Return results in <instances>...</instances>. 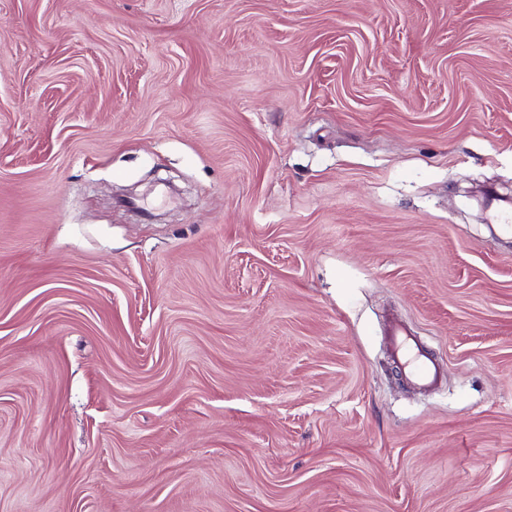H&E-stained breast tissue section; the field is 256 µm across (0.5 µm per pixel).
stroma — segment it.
Returning a JSON list of instances; mask_svg holds the SVG:
<instances>
[{
	"instance_id": "35a3bbf8",
	"label": "stroma",
	"mask_w": 512,
	"mask_h": 512,
	"mask_svg": "<svg viewBox=\"0 0 512 512\" xmlns=\"http://www.w3.org/2000/svg\"><path fill=\"white\" fill-rule=\"evenodd\" d=\"M479 185L512 0H0V512H512ZM394 345L397 347L399 355L409 361L408 372L410 376L419 382H429L435 376V367L428 358L416 356L415 350H411V341L408 336L401 330L393 333Z\"/></svg>"
}]
</instances>
